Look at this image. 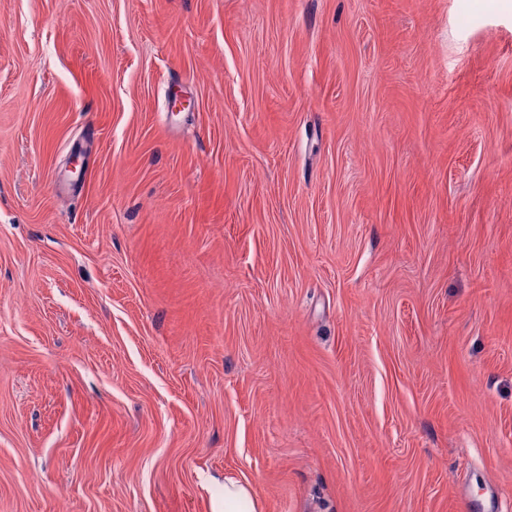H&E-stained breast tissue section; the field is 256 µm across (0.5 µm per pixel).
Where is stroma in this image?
Here are the masks:
<instances>
[{
    "mask_svg": "<svg viewBox=\"0 0 512 512\" xmlns=\"http://www.w3.org/2000/svg\"><path fill=\"white\" fill-rule=\"evenodd\" d=\"M228 475L512 512L500 0H0V512Z\"/></svg>",
    "mask_w": 512,
    "mask_h": 512,
    "instance_id": "1",
    "label": "stroma"
}]
</instances>
